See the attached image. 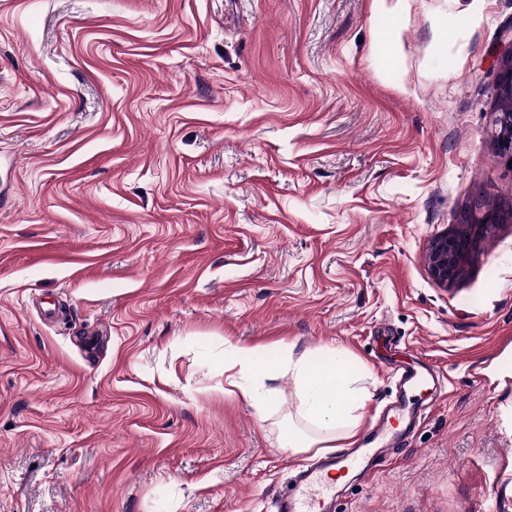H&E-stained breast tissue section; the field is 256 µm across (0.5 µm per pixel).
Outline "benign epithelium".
<instances>
[{"label":"benign epithelium","mask_w":512,"mask_h":512,"mask_svg":"<svg viewBox=\"0 0 512 512\" xmlns=\"http://www.w3.org/2000/svg\"><path fill=\"white\" fill-rule=\"evenodd\" d=\"M507 43L497 63L495 90L497 106L491 111L493 126L498 128V156L512 162V21L505 25ZM512 221V204L488 207L481 200L467 205L454 229L435 238L428 248V263L432 276L441 284L456 281L473 246L471 230L480 224H507Z\"/></svg>","instance_id":"7a95c632"}]
</instances>
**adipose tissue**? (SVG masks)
<instances>
[{"label":"adipose tissue","instance_id":"1","mask_svg":"<svg viewBox=\"0 0 512 512\" xmlns=\"http://www.w3.org/2000/svg\"><path fill=\"white\" fill-rule=\"evenodd\" d=\"M284 369L293 375L299 389L300 421L282 429L283 447L296 451L330 448L336 442L357 437L359 412L368 392L358 387V378L349 371L345 354L339 349H328L318 360L313 354L298 355L288 348L272 363L263 350L238 347L233 357L224 362V381L268 418L280 407L265 382ZM245 374L252 376L251 385L241 384L240 378Z\"/></svg>","mask_w":512,"mask_h":512}]
</instances>
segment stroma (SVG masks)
Masks as SVG:
<instances>
[{"instance_id":"1","label":"stroma","mask_w":512,"mask_h":512,"mask_svg":"<svg viewBox=\"0 0 512 512\" xmlns=\"http://www.w3.org/2000/svg\"><path fill=\"white\" fill-rule=\"evenodd\" d=\"M512 0H0V512H274L298 387L233 346H336L420 413L337 512H512V223L427 250L495 149ZM443 373L402 391L394 366Z\"/></svg>"}]
</instances>
